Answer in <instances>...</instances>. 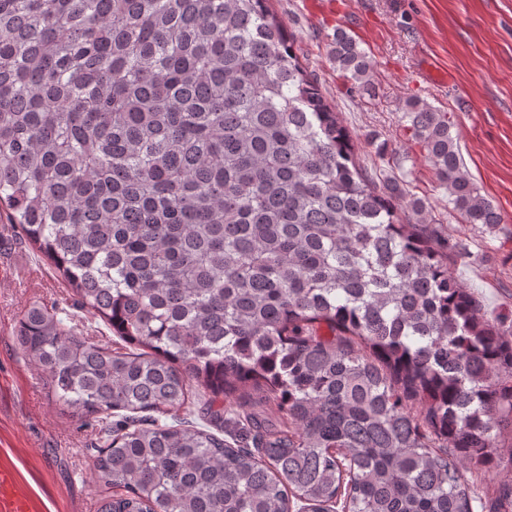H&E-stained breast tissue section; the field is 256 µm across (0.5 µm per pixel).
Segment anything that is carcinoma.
Wrapping results in <instances>:
<instances>
[{"instance_id": "cac0c4a2", "label": "carcinoma", "mask_w": 512, "mask_h": 512, "mask_svg": "<svg viewBox=\"0 0 512 512\" xmlns=\"http://www.w3.org/2000/svg\"><path fill=\"white\" fill-rule=\"evenodd\" d=\"M329 54L372 93L356 38ZM404 118L461 223H501L448 113ZM402 194L268 0H0V207L118 338L35 303L15 340L95 417L103 512H512L464 474L512 447V341Z\"/></svg>"}]
</instances>
